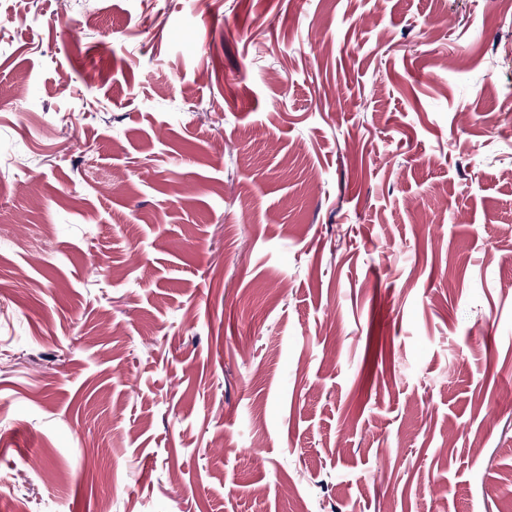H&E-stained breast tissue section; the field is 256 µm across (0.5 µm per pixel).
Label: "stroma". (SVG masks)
<instances>
[{
    "label": "stroma",
    "mask_w": 512,
    "mask_h": 512,
    "mask_svg": "<svg viewBox=\"0 0 512 512\" xmlns=\"http://www.w3.org/2000/svg\"><path fill=\"white\" fill-rule=\"evenodd\" d=\"M499 0H0V512H512Z\"/></svg>",
    "instance_id": "1"
}]
</instances>
